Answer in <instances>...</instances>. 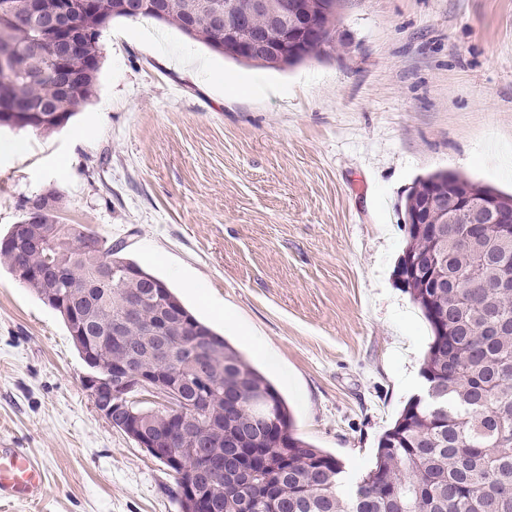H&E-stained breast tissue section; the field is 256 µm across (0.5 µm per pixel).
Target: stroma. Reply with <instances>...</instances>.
I'll use <instances>...</instances> for the list:
<instances>
[{
  "label": "stroma",
  "mask_w": 512,
  "mask_h": 512,
  "mask_svg": "<svg viewBox=\"0 0 512 512\" xmlns=\"http://www.w3.org/2000/svg\"><path fill=\"white\" fill-rule=\"evenodd\" d=\"M101 45L64 127L0 128V236L56 188L64 223L123 243L300 437L364 472L432 341L396 277L407 193L437 171L512 193V0H341L335 50L285 71L152 19H113ZM84 372L59 313L0 264V448L45 472L6 512H179L174 473L99 415Z\"/></svg>",
  "instance_id": "obj_1"
}]
</instances>
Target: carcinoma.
Segmentation results:
<instances>
[{"instance_id": "cac0c4a2", "label": "carcinoma", "mask_w": 512, "mask_h": 512, "mask_svg": "<svg viewBox=\"0 0 512 512\" xmlns=\"http://www.w3.org/2000/svg\"><path fill=\"white\" fill-rule=\"evenodd\" d=\"M10 2V13L0 15V42L14 45L35 78H13L0 71V88L36 110L14 121L0 119V127L21 129L26 121L33 130L52 132L92 98L103 61L102 31L112 19L127 14L119 10V0H89L97 14V31L86 36L84 51L67 61L73 90L66 93L55 79L47 47L34 43L36 20L29 0ZM221 6L222 0H163L164 22L183 32L189 25L195 27L197 39L217 51L224 45V26L213 16ZM450 178L470 187L474 195L495 191L458 173L426 176L439 181L443 193ZM59 212L57 204L46 210L30 224L28 236L49 237L56 244L61 287L52 290L39 279L26 286L57 311L72 332L70 306L61 294L80 291L104 269H124L135 262L125 256L123 245L81 224L60 223ZM406 232L405 252L421 261L440 256L448 263V282L441 288L426 286L414 272L404 280V289L433 333L422 376L427 389L441 392L447 402L428 396L409 402L380 438L375 463L348 498L339 492L342 464L293 432L292 415L275 387L148 269H142L145 280L135 288L124 287L116 278L112 287L97 288L77 303L76 315L89 325L95 354L94 361L85 362L87 370L123 363L133 351L140 353L141 364L155 365L157 359L146 350L149 329L170 336V368L188 376L182 385L184 397L192 404L208 401L215 419L224 423L219 445L171 439L161 411L139 400L133 405L155 424L163 438L159 447L174 456L194 448L196 463L224 471V479L209 488L212 512H512V289L492 288L501 266H512V236L502 235L498 224L483 225L479 242L494 261L477 265L453 224L440 237L425 229ZM458 278L471 279L477 287L469 292L451 287ZM135 297L142 311L127 335L99 338L98 329L120 317ZM194 336H209L215 346L208 384L198 389L186 363V348ZM261 410L266 419L257 422Z\"/></svg>"}]
</instances>
